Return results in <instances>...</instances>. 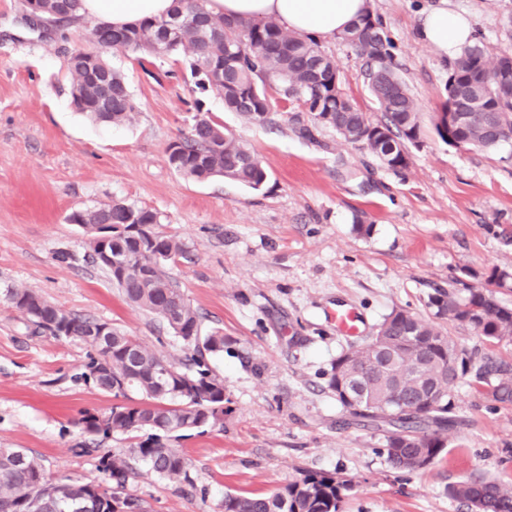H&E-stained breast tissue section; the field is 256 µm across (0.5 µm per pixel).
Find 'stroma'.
<instances>
[{
	"instance_id": "35a3bbf8",
	"label": "stroma",
	"mask_w": 512,
	"mask_h": 512,
	"mask_svg": "<svg viewBox=\"0 0 512 512\" xmlns=\"http://www.w3.org/2000/svg\"><path fill=\"white\" fill-rule=\"evenodd\" d=\"M368 3L421 111H440L449 60L418 37L439 0ZM448 5L471 18L489 53L512 42L502 28L512 0ZM92 24L40 32L22 0H0V448L25 449L53 478L104 486L101 456L135 443L85 433L83 418L108 412L115 399L84 376L89 346L34 333L9 300L15 289L110 323L168 360L185 355L179 337L89 263L84 232L68 220L122 200L156 212L157 232L180 242L169 272L203 331L227 340L207 359L224 382V413L173 440L189 482L138 465L127 489L144 512H224L225 494H268L308 472L351 479L340 512H468L449 485L478 475L512 485V404L491 401L474 373L456 389L460 425L450 445L409 473L391 468L382 432L349 424L326 388L331 362L351 342L332 312L355 310L364 342L392 310L426 317L436 289L483 288L491 268L512 270V140L490 152L453 146L428 120L409 169L397 173L331 129L299 136L294 105L279 104L273 123H249L196 89L185 57L130 51L110 62L136 113L124 126H102L73 106L64 66ZM322 47L343 91L379 119L361 59L333 40ZM201 113L261 158V190L195 181L170 166L169 144ZM359 221L369 235L355 232ZM436 326L476 357L512 365V341L490 342L445 320Z\"/></svg>"
}]
</instances>
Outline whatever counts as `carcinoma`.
Here are the masks:
<instances>
[{"label":"carcinoma","instance_id":"cac0c4a2","mask_svg":"<svg viewBox=\"0 0 512 512\" xmlns=\"http://www.w3.org/2000/svg\"><path fill=\"white\" fill-rule=\"evenodd\" d=\"M81 0H46L44 16L62 15L60 21L80 19ZM172 15L185 25L163 33L165 19L144 20L123 30L99 21L87 39L150 55L177 56L190 52L189 68L195 86L224 100V106L247 122H272L276 101L297 105L315 124L332 128L345 143L368 150L384 167L404 172L410 148L419 146L423 124L414 93L399 72L392 41L379 17L366 11L336 40L352 48L363 61L368 90L381 112L374 121L342 91L334 57L320 42L284 30L277 21L229 20L211 14L207 0H176ZM72 78L71 100L77 110L97 122L122 126L129 123L136 104L123 75L112 68L107 54L93 67L67 61ZM512 56L504 52L490 58L477 39L463 46L448 66L446 99L462 116L452 136L465 145L493 150L512 138ZM278 99H272L269 90ZM168 161L178 173L203 181L225 178L258 191L267 180L259 156L223 125L202 115L190 132L168 148ZM87 235L91 262L98 256L101 225H152L157 214L123 201L68 216ZM116 262L100 266L112 284L137 307L164 322L192 354L173 363L149 351L134 338L109 323L82 316L23 288L10 295L14 308L38 329L56 338H74L89 344L93 353L85 376L101 391L112 386V396H126L131 388L145 396L142 403L115 404L109 412L82 419L90 435L147 432L135 443L130 457L106 452L101 467L112 481L106 488L91 483H65L47 477L32 456L10 458L11 449L0 448V512H25L22 498H42L44 512H142L140 499L126 492L131 466L142 462L161 477L188 479L185 457L169 441L184 430L215 422L224 414V383L216 378L206 354L224 351V335H200V316L167 271L181 252L175 239L153 232L133 234L108 243ZM434 316L458 326L473 328L493 342L512 340V308L485 288L460 295L450 284L429 297ZM106 327L109 348L99 349L92 329ZM475 369L492 400L512 404V367L490 359L474 362L473 353L435 325L410 311H392L375 336L343 351L331 363L327 388L347 416L363 427L384 434L383 454L388 464L402 471L400 455L421 457L433 463L447 447L458 425L454 393L462 377ZM355 388L363 398L364 412L350 410L343 391ZM413 413L395 414L402 406ZM349 480L336 473L307 472L267 496L227 493L224 512H339L341 492ZM448 494L476 512H512V487L485 476L448 486Z\"/></svg>","mask_w":512,"mask_h":512}]
</instances>
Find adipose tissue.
<instances>
[{"label": "adipose tissue", "instance_id": "ef3b65f1", "mask_svg": "<svg viewBox=\"0 0 512 512\" xmlns=\"http://www.w3.org/2000/svg\"><path fill=\"white\" fill-rule=\"evenodd\" d=\"M175 0H81V14L93 16L121 29L150 18L167 17ZM367 0H208L216 15L254 21L276 20L287 31L319 41L334 39L367 9ZM420 39L450 56L473 34L471 19L464 13L437 6L424 17Z\"/></svg>", "mask_w": 512, "mask_h": 512}]
</instances>
